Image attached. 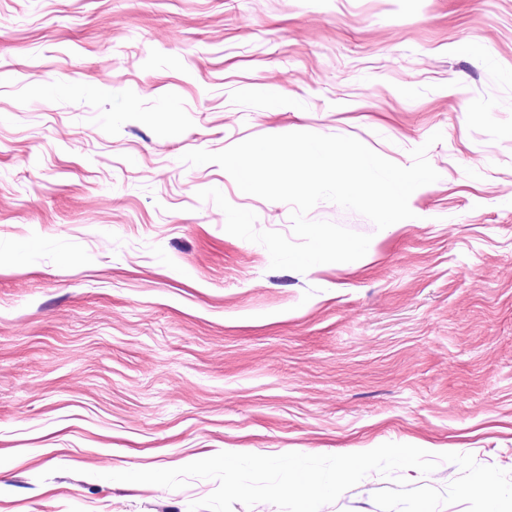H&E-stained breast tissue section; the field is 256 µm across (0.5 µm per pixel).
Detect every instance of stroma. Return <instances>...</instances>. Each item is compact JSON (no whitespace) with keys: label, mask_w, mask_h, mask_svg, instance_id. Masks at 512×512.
Listing matches in <instances>:
<instances>
[{"label":"stroma","mask_w":512,"mask_h":512,"mask_svg":"<svg viewBox=\"0 0 512 512\" xmlns=\"http://www.w3.org/2000/svg\"><path fill=\"white\" fill-rule=\"evenodd\" d=\"M300 131L440 178L389 231L318 203L372 252L271 269L197 193L290 206L181 157ZM388 442L512 471V0H0V512H188L216 481L110 475Z\"/></svg>","instance_id":"35a3bbf8"}]
</instances>
